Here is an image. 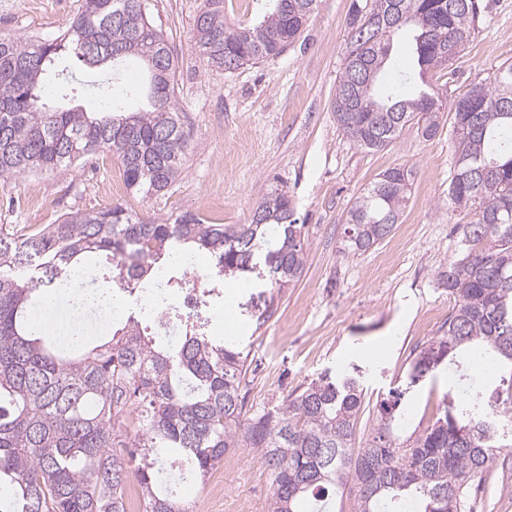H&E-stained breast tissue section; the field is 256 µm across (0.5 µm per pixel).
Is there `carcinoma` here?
<instances>
[{
    "mask_svg": "<svg viewBox=\"0 0 512 512\" xmlns=\"http://www.w3.org/2000/svg\"><path fill=\"white\" fill-rule=\"evenodd\" d=\"M263 21L231 28L224 0H205L194 48L214 68L231 71L277 57L293 44L317 0H276ZM478 0H353L347 49L333 111L343 132L372 150L404 127H439L443 103L423 92L404 98L374 93L395 34L414 29L419 74L457 61L475 33ZM69 49L82 65L105 70L117 84L120 64L144 63L146 107L125 111L117 96L99 112L81 106L47 110L40 88L47 64ZM174 57L149 21L144 0H85L64 34L52 41L0 36V179L68 167L80 158H117L125 185L145 194L180 175L189 134L175 107ZM512 63L502 64L452 103L455 171L451 207L462 256L439 272L454 300L448 327L419 351L410 384L447 363L454 378L435 420L403 440L396 391L377 405L371 439L355 447L364 400L360 375L329 372L270 410L246 415L240 399L246 356L233 343L186 321L180 336L147 335L128 317L93 343L59 346L33 320L41 297L64 286L77 268L93 266L131 295L170 267L174 284L187 271L176 254L204 253L211 283L252 274L269 288L250 312L263 325L276 297L300 277L305 225L296 223L286 191L275 188L248 224H212L198 214L146 223L121 205L64 214L55 224L0 238V483L13 495L0 512H127L134 476L142 512H190L159 479L173 460L201 478L231 448H254L272 494L267 512H331L347 492L354 512H466L468 490L506 448H512ZM412 170L392 167L348 210L343 254L360 255L401 223ZM496 364L500 385L475 387L466 363Z\"/></svg>",
    "mask_w": 512,
    "mask_h": 512,
    "instance_id": "cac0c4a2",
    "label": "carcinoma"
}]
</instances>
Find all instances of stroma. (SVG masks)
Segmentation results:
<instances>
[{"mask_svg":"<svg viewBox=\"0 0 512 512\" xmlns=\"http://www.w3.org/2000/svg\"><path fill=\"white\" fill-rule=\"evenodd\" d=\"M483 20L460 58L423 78L414 67L410 31L395 40L381 76L389 86L405 75L399 92L425 90L452 104L470 84L512 62V0H484ZM151 23L174 54L175 101L191 133L183 172L167 189L125 192L122 202L144 217L184 213L217 224L249 223L273 187L287 191L294 216L305 226L306 263L299 280L276 299L271 318L254 326L241 312L260 285L237 280L218 311L225 328L247 329L250 372L241 386L246 412L273 408L296 388L328 369L359 367L364 406L355 426L364 446L376 403L405 387L419 350L442 334L454 301L438 273L459 258L455 231L463 217L448 203L454 167L450 112L437 132L423 136L406 126L386 148L370 150L347 138L336 123L333 99L348 42L351 0H319L301 38L275 58L231 72L211 67L192 47L193 23L204 0H145ZM83 0H0V36L52 40L81 12ZM73 72L80 89L74 103L87 111L99 100L82 91L95 71L70 55L47 68L45 101L62 106L57 75ZM403 165L414 173L400 224L378 246L343 255L345 217L356 198L384 170ZM120 172L115 157L100 154L70 167L0 180V232L25 233L62 214L113 205L106 188ZM452 377L439 370L406 396L402 437L421 432L442 406ZM194 512H266L272 494L268 472L251 448L230 449L198 481L177 482ZM472 512H512V448L470 490Z\"/></svg>","mask_w":512,"mask_h":512,"instance_id":"35a3bbf8","label":"stroma"}]
</instances>
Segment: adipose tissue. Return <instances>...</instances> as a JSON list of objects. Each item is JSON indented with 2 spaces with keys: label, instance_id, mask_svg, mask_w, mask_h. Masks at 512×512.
<instances>
[{
  "label": "adipose tissue",
  "instance_id": "1",
  "mask_svg": "<svg viewBox=\"0 0 512 512\" xmlns=\"http://www.w3.org/2000/svg\"><path fill=\"white\" fill-rule=\"evenodd\" d=\"M81 280V275H74L72 284L59 289L46 307L38 311L36 319L40 325L69 339L89 335L96 321L111 317L114 307L111 293L83 289L80 286ZM60 307L67 309V321L58 322L54 319V312Z\"/></svg>",
  "mask_w": 512,
  "mask_h": 512
}]
</instances>
